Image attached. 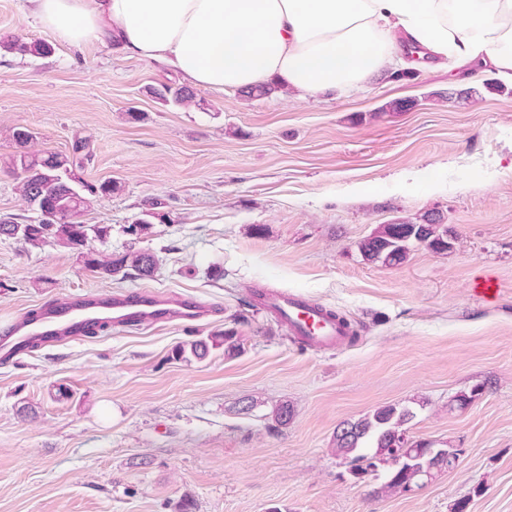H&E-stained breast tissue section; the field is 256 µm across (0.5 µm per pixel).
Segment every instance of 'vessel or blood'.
<instances>
[{
    "instance_id": "obj_1",
    "label": "vessel or blood",
    "mask_w": 512,
    "mask_h": 512,
    "mask_svg": "<svg viewBox=\"0 0 512 512\" xmlns=\"http://www.w3.org/2000/svg\"><path fill=\"white\" fill-rule=\"evenodd\" d=\"M269 308L286 327L290 338L307 347L343 346L348 330L314 303L300 295L268 296ZM212 305L193 296H170L152 290L105 296H63L45 304L36 315H22L0 332V360L22 353L29 341L55 342L82 336L86 327L109 321L119 329H140L171 323L191 325L212 315Z\"/></svg>"
}]
</instances>
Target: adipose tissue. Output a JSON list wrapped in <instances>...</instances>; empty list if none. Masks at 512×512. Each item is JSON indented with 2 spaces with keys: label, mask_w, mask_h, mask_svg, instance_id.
<instances>
[{
  "label": "adipose tissue",
  "mask_w": 512,
  "mask_h": 512,
  "mask_svg": "<svg viewBox=\"0 0 512 512\" xmlns=\"http://www.w3.org/2000/svg\"><path fill=\"white\" fill-rule=\"evenodd\" d=\"M73 46L115 43L195 87L305 97L380 79L399 42L512 82V0H26Z\"/></svg>",
  "instance_id": "1"
}]
</instances>
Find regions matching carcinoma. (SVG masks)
<instances>
[{
    "mask_svg": "<svg viewBox=\"0 0 512 512\" xmlns=\"http://www.w3.org/2000/svg\"><path fill=\"white\" fill-rule=\"evenodd\" d=\"M0 50L32 57H46L51 46L40 40L14 39L0 43ZM273 82L258 85L241 92L247 99L265 98L278 92ZM149 93L165 102L176 105L187 104L195 98L194 90L187 86L163 85L152 87ZM12 139L19 151L11 158V168L19 179V192L33 215L20 223L6 214L0 216V238L13 239L25 245L43 248L64 246L82 258L86 268L101 278L122 277L146 278L153 276L156 260L152 253L128 250L117 257L99 258L92 242L106 243L112 234L110 224H82L76 221L84 211L90 198L107 196L119 189L112 181L89 183L76 176L88 154L87 143L75 141L72 153L40 154L28 150L33 139L25 127H16ZM163 223L168 220L164 213L155 211L154 203H148L143 217L123 227V231L136 239L149 234L152 220ZM421 245L434 253L451 249L448 227L443 216L429 212L420 222L403 221L382 224L372 234L362 239L358 249L371 262L384 266L404 263L410 247ZM222 348L227 356H235L242 350V343L234 329L218 330L205 339L190 343V352L197 358L205 357L210 349ZM293 417V408L284 402L274 408L272 427L288 426ZM414 418V412L395 405H384L373 414L358 419L342 421L336 428L332 440L334 455L349 466L350 474L359 480L367 476L383 479L380 490L385 493L399 492L417 484L422 471L443 469L441 461L430 456V446L414 441L406 435V425ZM400 457L410 458L408 465L400 466Z\"/></svg>",
    "mask_w": 512,
    "mask_h": 512,
    "instance_id": "carcinoma-1",
    "label": "carcinoma"
}]
</instances>
